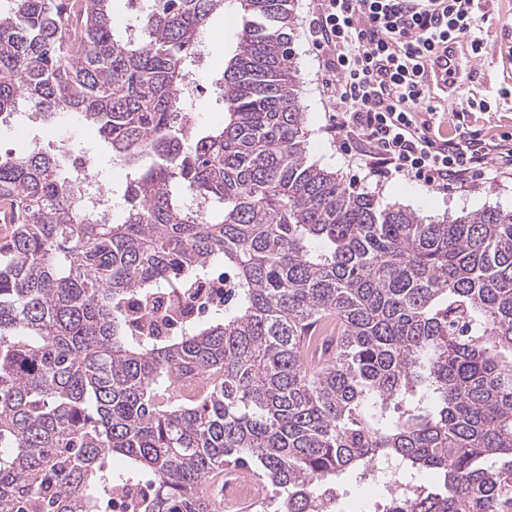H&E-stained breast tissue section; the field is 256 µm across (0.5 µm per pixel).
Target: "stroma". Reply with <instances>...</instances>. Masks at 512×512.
<instances>
[{"instance_id": "1", "label": "stroma", "mask_w": 512, "mask_h": 512, "mask_svg": "<svg viewBox=\"0 0 512 512\" xmlns=\"http://www.w3.org/2000/svg\"><path fill=\"white\" fill-rule=\"evenodd\" d=\"M313 5V0L295 2L296 68L308 157L319 167L336 172L346 185L357 178L360 171L350 164L348 156L326 131L329 114L320 93L321 75L314 50L306 38ZM482 10L485 18L476 31L482 41L481 55L471 70L464 73L453 94L456 115L450 126L458 132L485 138L512 134V73H506L499 60L501 48L512 44V0H483ZM237 25L233 10L215 15L209 31L219 34L223 49L216 53L205 52L195 60L205 78V91L196 97L200 128H207L222 110L213 82L221 76L224 62L236 46ZM34 143L48 151L61 145L70 146L73 158L87 161L90 171L103 184L118 193L125 187V169L113 161L111 150L93 128L73 122L60 129L52 123L31 121L26 133L19 136L12 134L10 124L0 125V153L18 154ZM361 189L374 195L382 205L401 206L435 222L485 208L512 209V181L508 179L488 181L474 189L452 185L445 190H434L420 182L393 179L380 183L372 177L362 183Z\"/></svg>"}]
</instances>
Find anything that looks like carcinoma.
<instances>
[{"instance_id":"carcinoma-1","label":"carcinoma","mask_w":512,"mask_h":512,"mask_svg":"<svg viewBox=\"0 0 512 512\" xmlns=\"http://www.w3.org/2000/svg\"><path fill=\"white\" fill-rule=\"evenodd\" d=\"M0 4V117L25 101L96 127L129 170L88 218L63 154L0 156V512H213L234 466L320 512L370 462L437 488L360 512H512V210L426 222L309 162L295 0ZM232 2L224 108L188 124L183 85ZM218 263L234 303L157 336L137 301ZM120 457L124 466L112 467Z\"/></svg>"}]
</instances>
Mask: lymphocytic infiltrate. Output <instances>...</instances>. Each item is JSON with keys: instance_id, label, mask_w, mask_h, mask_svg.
Returning <instances> with one entry per match:
<instances>
[{"instance_id": "lymphocytic-infiltrate-1", "label": "lymphocytic infiltrate", "mask_w": 512, "mask_h": 512, "mask_svg": "<svg viewBox=\"0 0 512 512\" xmlns=\"http://www.w3.org/2000/svg\"><path fill=\"white\" fill-rule=\"evenodd\" d=\"M481 18V0H317L309 33L326 72L328 130L355 143L369 175L435 190L512 179L511 137H428L441 109L415 78L436 44Z\"/></svg>"}]
</instances>
